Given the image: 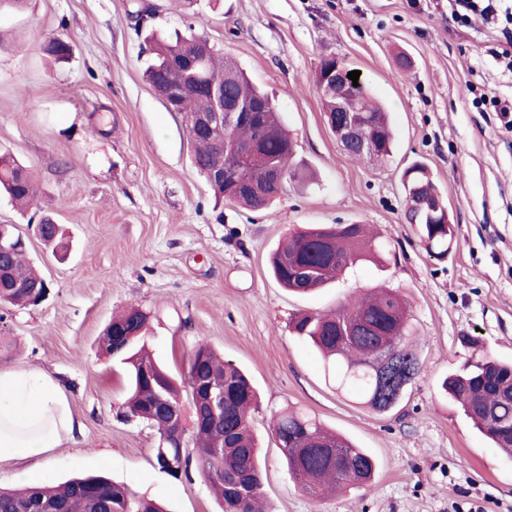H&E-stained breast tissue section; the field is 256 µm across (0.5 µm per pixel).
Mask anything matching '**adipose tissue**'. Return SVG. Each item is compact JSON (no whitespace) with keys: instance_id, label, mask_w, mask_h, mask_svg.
Wrapping results in <instances>:
<instances>
[{"instance_id":"ef3b65f1","label":"adipose tissue","mask_w":512,"mask_h":512,"mask_svg":"<svg viewBox=\"0 0 512 512\" xmlns=\"http://www.w3.org/2000/svg\"><path fill=\"white\" fill-rule=\"evenodd\" d=\"M81 424L58 380L24 363L0 369V464L19 458L33 467L16 471L21 485L45 473L55 448L76 441Z\"/></svg>"}]
</instances>
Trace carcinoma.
<instances>
[{
  "label": "carcinoma",
  "instance_id": "carcinoma-1",
  "mask_svg": "<svg viewBox=\"0 0 512 512\" xmlns=\"http://www.w3.org/2000/svg\"><path fill=\"white\" fill-rule=\"evenodd\" d=\"M43 52L58 60L71 55V46L64 40H52ZM154 54L145 72L148 83L155 87L160 81L181 89L182 109L189 140L194 146L193 164L210 180L208 167L216 157V145L210 137L198 133L194 116L210 112L212 88H220L228 97L250 106L252 115L232 132L241 147L254 143L276 162L283 175L289 174L293 141L269 96L254 85L237 63L222 57L210 45L206 35L189 28L185 35L160 38L152 46ZM351 68L344 67L340 84L355 94L359 111L368 116L371 126L365 134L380 142L373 153L355 154L361 160H381L390 154L391 132L387 114L374 105L363 85L355 86L348 78ZM415 172L409 198L418 196L433 202L441 200L436 186L424 166L410 167ZM243 192L235 201L249 208L261 204L255 189H263L267 174L240 166L235 171ZM0 190L15 202L35 204L37 189L29 168L17 159L0 156ZM446 211L436 213L439 223L432 224L418 209L406 210V217L419 226L421 240L434 257L448 253L453 230L442 224ZM25 251L13 253L8 276L13 281L38 283L42 276L24 264ZM382 245L368 234L364 224L313 225L288 236L271 256V269L276 281L292 293H308L326 287L340 275L360 263L379 264ZM147 316L130 310L112 318V326L129 333L146 325ZM293 331L308 340L325 357L336 362L338 386L353 388L362 402L377 412H386L400 403L406 384H388L379 379L377 363L381 345L387 342L397 361L421 371L418 355L412 344L413 328L406 301L400 292L380 287L360 299H354L330 315L300 312L291 321ZM127 366L130 396L126 415L145 421L160 436L169 435L176 427L174 414L180 409V388L164 370L140 339L115 354ZM156 371L162 378L159 385L139 379L140 370ZM186 386L208 385L214 379L224 381V417L219 422L201 418L195 425L198 468L216 491L223 512H260L262 470L260 448L249 417L257 405V393L249 378L233 364L219 359L211 346L200 342L195 346L188 364ZM443 394L456 403L463 416L490 443L512 456V362L493 358L471 359L457 371L448 374L441 384ZM273 431L279 441L288 474L302 492L318 497L334 484L345 489L369 486L378 469L377 460L363 448L325 429L313 416L299 409L284 408L274 416ZM165 452L174 464L163 463ZM156 460L166 473L174 477L188 472L189 459L181 448L155 449ZM61 507L59 512H165L158 502L139 497L120 483L103 476L73 478L59 486H29L0 489V512H34L33 503Z\"/></svg>",
  "mask_w": 512,
  "mask_h": 512
}]
</instances>
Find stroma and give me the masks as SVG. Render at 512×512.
I'll return each mask as SVG.
<instances>
[{
	"mask_svg": "<svg viewBox=\"0 0 512 512\" xmlns=\"http://www.w3.org/2000/svg\"><path fill=\"white\" fill-rule=\"evenodd\" d=\"M146 2L155 11L141 22L129 0L0 10V149L32 170L38 188L30 209L0 193V224L17 225L51 286L40 306L0 305V337L11 344L0 367L22 361L54 374L83 425L77 445L55 449L48 484L101 473L166 512H221L197 465L177 478L162 471L157 431L124 413L126 374L98 339L113 315L135 307L174 377L201 341L251 376L267 512H512V457L440 392L472 354L512 360V129L472 104L477 92L512 98V73L495 57L512 46V22L457 25L448 0ZM191 26L268 93L295 142V175L269 207L215 199L191 163L182 114L144 77L146 33ZM57 36L72 46L69 61L41 51ZM326 55L359 70L387 108L394 141L384 161L353 160L326 124L313 82ZM417 162L453 224L442 259L405 216L402 176ZM44 211L65 229L66 258L30 225ZM309 224L369 225L384 265H358L312 295L289 293L269 256ZM379 284L408 301L422 365L385 413L337 390L335 367L290 329L294 314L335 310ZM465 336L478 349L462 346ZM287 406L370 451L379 462L372 486L317 500L302 493L272 432Z\"/></svg>",
	"mask_w": 512,
	"mask_h": 512,
	"instance_id": "35a3bbf8",
	"label": "stroma"
}]
</instances>
